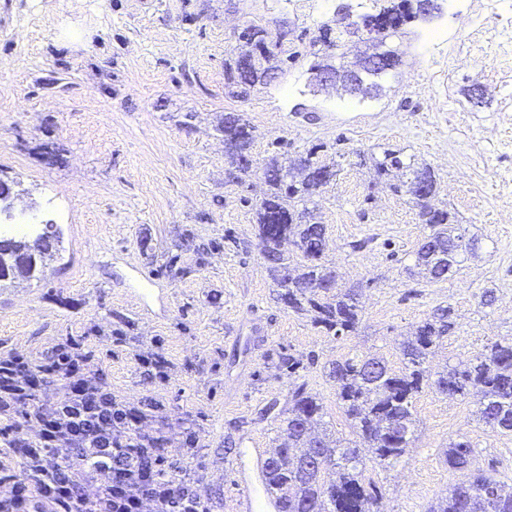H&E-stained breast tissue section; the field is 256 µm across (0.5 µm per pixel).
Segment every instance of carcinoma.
<instances>
[{"mask_svg":"<svg viewBox=\"0 0 512 512\" xmlns=\"http://www.w3.org/2000/svg\"><path fill=\"white\" fill-rule=\"evenodd\" d=\"M270 36L267 29L248 25L240 35L243 48L227 80L229 94L244 99L250 89L270 82L277 52L256 55L257 44ZM364 73L339 75L348 91L376 96L382 90V72L363 65ZM218 131L224 135V152L230 159L227 179L252 165L251 147L255 130L238 113L228 112ZM376 173L395 192L413 195L418 219L430 229L417 252V265L430 281L442 280L458 263L462 251L475 250L476 240L466 238L446 209L431 204L436 194V177L428 167L405 164L400 152L389 148L376 160ZM336 176V172L317 159L313 147L286 162L276 158L265 167L271 188L257 209V224L262 255L277 287L279 300L295 312L312 315V321L335 336L353 330L360 321L361 309L354 290H337L336 274L323 262L325 228L307 222V202ZM296 199L304 208H288L283 197ZM288 241L300 252V264L292 266L281 251ZM55 251L50 236L42 232L32 240L0 239V282L38 279ZM450 309L438 308L402 340L405 364L392 371L382 358L350 357L336 361L330 376L336 381L337 398L351 427L373 449L377 464L389 467L398 462L412 445L417 431L414 400L424 387L452 395H470L476 400L477 417L497 433L512 434V341L495 342L488 353L475 360L448 364L426 379L424 362L432 348L448 335L452 323ZM323 407L300 385L292 392L288 417L283 420L278 445L266 459L267 480L281 494L285 512H379L377 496L363 477L359 448L344 446L329 438L323 423ZM472 448L466 441L449 444L448 466L465 468ZM337 469L336 481L325 484L321 470L325 465ZM428 512H512V485L478 471L471 479L454 486L448 496Z\"/></svg>","mask_w":512,"mask_h":512,"instance_id":"carcinoma-1","label":"carcinoma"}]
</instances>
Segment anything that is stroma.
I'll return each instance as SVG.
<instances>
[{"mask_svg":"<svg viewBox=\"0 0 512 512\" xmlns=\"http://www.w3.org/2000/svg\"><path fill=\"white\" fill-rule=\"evenodd\" d=\"M437 4L390 39L400 63L382 74L384 93L365 98L311 85L324 27L341 9L356 22L371 16L361 0H331L322 16L288 0H0V176L21 190L11 225H49L58 238L41 279L0 287V354L38 361L67 338L84 340L116 398L158 403L172 446L182 426L200 431L186 465L218 512H236L242 449L276 444L280 422L260 409L287 411L300 385L322 404L328 432L359 447L380 512H427L476 470L512 484V435L479 422L472 397L424 389L416 439L384 469L360 448L329 376L348 356L401 370V341L440 306L455 328L429 372L512 339V84L494 76L498 49L487 44L470 65L443 59L439 105L430 75L410 70L422 62L419 37L472 19ZM253 22L272 33L288 26L292 58L241 101L228 93L226 65ZM228 112L256 130L240 184L225 179L218 126ZM316 145L337 170L308 204L326 228L324 261L340 287L360 290L361 321L341 337L277 301L259 249L266 163ZM388 147L433 170L436 205L477 239L448 279L418 272L427 230L412 197L376 183L374 161ZM154 352L168 362L166 382L140 372L137 355ZM288 354L303 362L293 375L277 365ZM463 440L470 464L449 468L448 445Z\"/></svg>","mask_w":512,"mask_h":512,"instance_id":"stroma-1","label":"stroma"}]
</instances>
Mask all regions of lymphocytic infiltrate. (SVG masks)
<instances>
[{"mask_svg":"<svg viewBox=\"0 0 512 512\" xmlns=\"http://www.w3.org/2000/svg\"><path fill=\"white\" fill-rule=\"evenodd\" d=\"M52 386L56 400L38 405ZM116 399L82 341L32 363L0 356V512H212L168 450L167 427ZM37 435H30V427Z\"/></svg>","mask_w":512,"mask_h":512,"instance_id":"lymphocytic-infiltrate-1","label":"lymphocytic infiltrate"}]
</instances>
